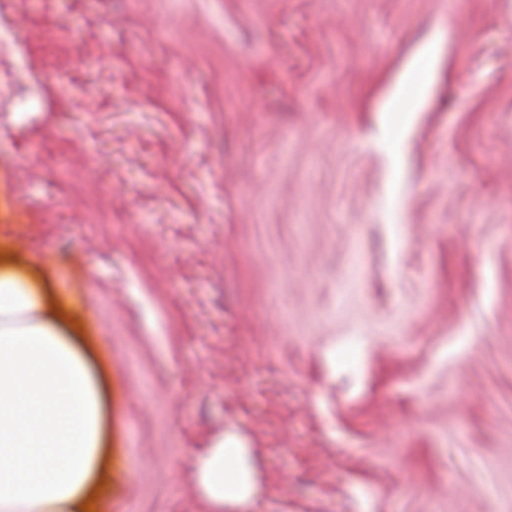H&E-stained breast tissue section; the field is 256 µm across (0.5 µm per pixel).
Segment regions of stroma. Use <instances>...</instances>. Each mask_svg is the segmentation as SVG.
Wrapping results in <instances>:
<instances>
[{
  "mask_svg": "<svg viewBox=\"0 0 512 512\" xmlns=\"http://www.w3.org/2000/svg\"><path fill=\"white\" fill-rule=\"evenodd\" d=\"M0 250L105 377L100 512H512V0H0ZM249 451L233 434H223L195 457L192 479L201 497L223 512L225 503L250 500L256 489Z\"/></svg>",
  "mask_w": 512,
  "mask_h": 512,
  "instance_id": "35a3bbf8",
  "label": "stroma"
}]
</instances>
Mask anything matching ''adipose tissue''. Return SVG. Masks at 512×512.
Masks as SVG:
<instances>
[{"label":"adipose tissue","mask_w":512,"mask_h":512,"mask_svg":"<svg viewBox=\"0 0 512 512\" xmlns=\"http://www.w3.org/2000/svg\"><path fill=\"white\" fill-rule=\"evenodd\" d=\"M79 332L49 278L0 258V512H84L109 475L104 384ZM248 455L232 434L197 453L193 483L212 512L253 497Z\"/></svg>","instance_id":"1"}]
</instances>
